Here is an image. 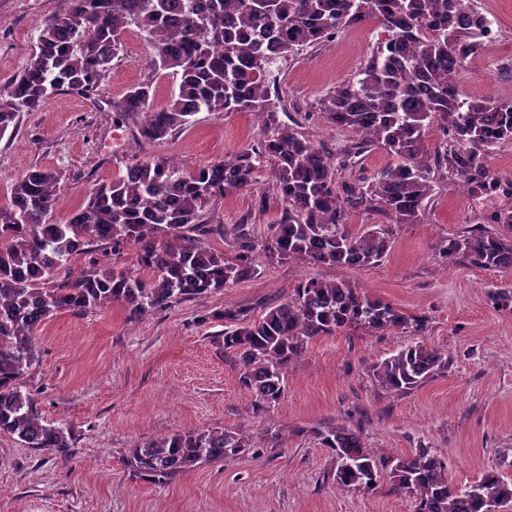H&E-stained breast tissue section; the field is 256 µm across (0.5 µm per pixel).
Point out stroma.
<instances>
[{
  "mask_svg": "<svg viewBox=\"0 0 512 512\" xmlns=\"http://www.w3.org/2000/svg\"><path fill=\"white\" fill-rule=\"evenodd\" d=\"M491 9L499 46L472 59L456 81L469 97L512 100V0H478ZM69 0H0V85L30 61L47 15ZM382 29L370 21L336 41L309 47L273 65L272 97L280 120L339 153L352 131L318 117L336 84L355 77ZM151 81L154 108L164 107L178 81L155 67L146 38L128 28L96 98L64 91L43 109L21 113L14 135L0 139V206L15 181L35 169L64 175L53 214L67 221L94 185L124 175L139 160L163 156L187 171L232 157L261 138L250 112H201L169 141L145 145L132 124L115 126L106 103ZM266 168L247 189L212 201L206 219L216 230L203 247L233 258L222 226L249 221L265 237L283 205ZM512 210V195L473 191L461 180H439L425 217L398 224L385 259L370 266L330 267L258 258L257 275L203 299L180 301L131 321L114 304L61 310L35 330V362L23 378L41 416L66 428L69 448L36 451L0 434V512H411L408 495L381 481L372 491H340L336 463L319 432L342 426L375 455L406 457L427 445L448 461L460 489L496 470L512 479L501 454L512 448V307L488 298L512 290V273L438 256L444 240L480 223L484 213ZM343 280L423 323L420 332L371 336L360 329L312 339L283 370L284 393L258 408L239 384L238 360L224 351L227 307L260 316L288 299L303 279ZM418 342L451 358L446 373L402 394L382 390L373 362ZM245 433L262 448L179 472L165 485L127 467L133 448L178 433Z\"/></svg>",
  "mask_w": 512,
  "mask_h": 512,
  "instance_id": "1",
  "label": "stroma"
}]
</instances>
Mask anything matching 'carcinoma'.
I'll return each mask as SVG.
<instances>
[{"instance_id":"obj_1","label":"carcinoma","mask_w":512,"mask_h":512,"mask_svg":"<svg viewBox=\"0 0 512 512\" xmlns=\"http://www.w3.org/2000/svg\"><path fill=\"white\" fill-rule=\"evenodd\" d=\"M368 21L379 23L384 38L358 78L337 84L321 104L325 122L358 136L334 158L325 145L276 121L269 67ZM131 25L147 34L157 63L180 82L159 110L152 109L151 82L131 86L109 102L116 125L132 122L136 139L153 144L200 112H254L262 117L263 138L192 172L159 156L132 164L125 175L96 185L63 224L53 216L61 172L31 170L13 184L0 207V433L26 448L69 447L66 429L44 420L22 385L35 360V329L57 311L121 304L135 320L251 276L261 255L332 267L376 264L388 253L393 225L423 219L438 178L458 177L489 196L502 188L488 162L512 140V101L456 91L457 74L484 52L493 25L468 0H70L68 11L49 13L30 62L0 88V136L16 131L20 113L41 110L58 91L96 95ZM431 131L439 135L432 150ZM371 146L393 162L369 178L339 179L338 168ZM265 166L277 171L274 190L283 202L265 239L249 224H232L224 237L232 240L233 260L202 247L213 232L201 215L206 204L251 186ZM354 212L381 213L390 223L353 234L347 224ZM482 221L448 238L441 262L464 259L511 272L512 210ZM98 242L109 251L97 253ZM132 245L145 277L112 268V257ZM79 254L90 256L86 270L56 279ZM214 317L224 321V352L239 358L240 385L267 405L281 398L282 370L313 338L346 328L374 336L422 327L344 280L313 278L256 320L234 308ZM449 363L440 350L406 344L369 372L401 394L446 372ZM320 438L334 452L342 491L372 490L385 475L413 499V512H490L512 503V481L493 470L463 489L449 486L448 462L424 445L393 460L375 456L343 427ZM246 451L256 456L260 446L232 432L172 434L134 449L130 466L137 477L164 484L180 471Z\"/></svg>"}]
</instances>
